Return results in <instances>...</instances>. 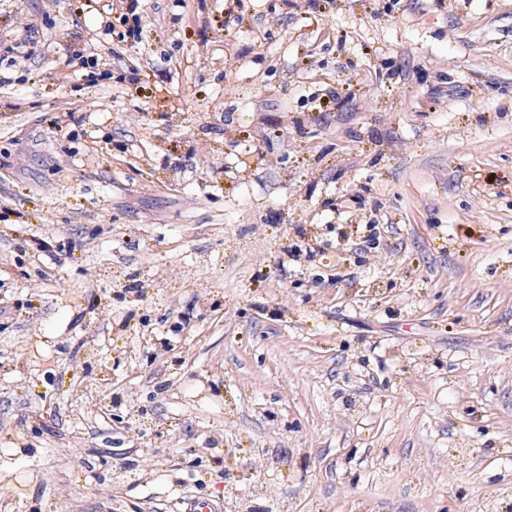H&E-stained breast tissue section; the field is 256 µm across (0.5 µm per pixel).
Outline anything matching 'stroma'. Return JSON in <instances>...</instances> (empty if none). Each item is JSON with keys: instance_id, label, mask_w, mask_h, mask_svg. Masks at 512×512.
<instances>
[{"instance_id": "1", "label": "stroma", "mask_w": 512, "mask_h": 512, "mask_svg": "<svg viewBox=\"0 0 512 512\" xmlns=\"http://www.w3.org/2000/svg\"><path fill=\"white\" fill-rule=\"evenodd\" d=\"M222 8L0 0V512H506L512 0Z\"/></svg>"}]
</instances>
